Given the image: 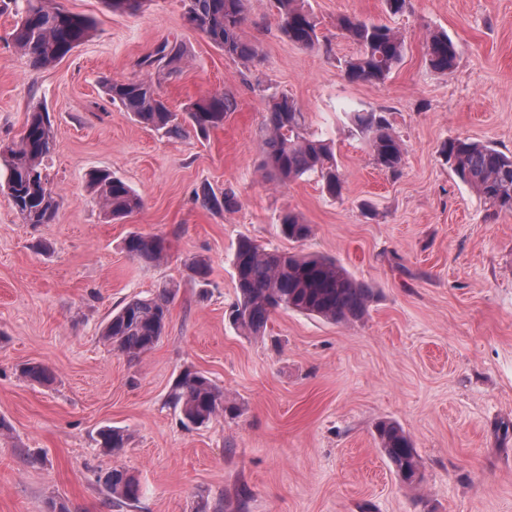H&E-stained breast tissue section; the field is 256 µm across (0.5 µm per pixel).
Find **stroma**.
Returning <instances> with one entry per match:
<instances>
[{"mask_svg": "<svg viewBox=\"0 0 512 512\" xmlns=\"http://www.w3.org/2000/svg\"><path fill=\"white\" fill-rule=\"evenodd\" d=\"M60 2L88 16L93 35L43 69L13 47L14 13L0 2V141L46 107L61 197L54 222L35 227L0 191V417L11 426L0 435V512H194L203 498L223 512H512V213L495 212L441 154L455 137L512 152V0H410L397 15L383 0H307L328 53L288 42L274 0H250L242 35L260 60L248 69L187 21L184 0H146L133 15ZM342 14L404 35L383 85L346 77L356 47L336 28ZM433 30L459 47L452 74L426 61ZM167 39L186 50L159 88L172 111L217 92L236 102L207 134L144 128L100 84L143 76L139 60ZM282 93L332 140L341 197L313 174L281 187L258 171L266 98ZM372 110L405 144L398 175L347 130L348 113ZM96 169L136 190L142 209L108 221L87 193ZM205 186L227 195L222 208L196 202ZM289 211L310 225L307 239L281 234ZM132 233L163 237L166 259L130 257ZM243 237L335 259L375 289L367 316L345 326L280 309L264 340L241 334L226 310ZM195 257L210 265L206 285ZM165 283L178 290L149 354L102 342L113 309ZM27 362L51 368L55 384L19 378ZM187 369L223 387L240 415L184 425L168 395ZM382 420L413 439L420 492L380 452ZM106 426L130 435L119 454L97 443ZM115 468L138 478L134 506L109 503L103 477Z\"/></svg>", "mask_w": 512, "mask_h": 512, "instance_id": "stroma-1", "label": "stroma"}]
</instances>
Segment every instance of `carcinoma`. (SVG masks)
Instances as JSON below:
<instances>
[{"mask_svg":"<svg viewBox=\"0 0 512 512\" xmlns=\"http://www.w3.org/2000/svg\"><path fill=\"white\" fill-rule=\"evenodd\" d=\"M114 12L134 14L146 0H104ZM247 0H186V17L205 37L235 63L252 64L259 56L256 44L242 36ZM17 20L9 34L15 48L35 68H47L66 57L91 36L90 18L73 13L57 0H12ZM280 33L292 44L318 49L321 39L315 15L302 0H276ZM337 28L357 46L346 61L345 74L351 81L382 85L403 59L404 36L385 24L352 15L337 18ZM185 51L177 42L165 41L145 56L141 65L151 68L149 77L111 79L106 92L113 104L128 112L145 128L178 133L182 123L201 132L217 128L235 109V102L222 93L193 103L185 112L172 111L160 94L158 84L177 72ZM459 49L447 33L429 34L426 43L428 65L441 73L454 71ZM351 128L369 137L375 163L396 175L401 172L404 144L383 112H354ZM263 175L286 186L316 173L322 188L339 198L343 176L328 142L308 131L305 113L286 95L274 96L260 128ZM55 132L50 114L42 107L30 112L18 138L0 145V160L7 172L4 190L25 224H51L59 202L45 160L54 146ZM443 154L450 169L498 211L512 212V154L468 138H452ZM87 189L104 214L122 220L143 207L142 197L107 170L88 173ZM280 231L294 241L311 233L310 225L292 212L281 220ZM124 250L146 264H158L166 257L165 240L157 236L130 234ZM237 298L229 306L228 320L243 335L261 338L272 313L278 309L297 311L345 326L364 319L375 295L371 285L360 282L337 261L316 254L268 250L254 240H239L232 255ZM174 288L164 285L151 297H133L117 308L106 322L101 336L114 350L139 358L160 342L168 323ZM19 375L31 382L48 385L52 371L39 363H26ZM169 401L183 419L202 426L238 408L226 406L224 391L204 374L186 370L175 382ZM104 452L120 453L129 435L117 427L98 432ZM379 447L400 482L417 489L423 482V465L411 437L393 421L376 426ZM104 485L112 504L131 506L139 501L137 479L123 469H112Z\"/></svg>","mask_w":512,"mask_h":512,"instance_id":"obj_1","label":"carcinoma"}]
</instances>
